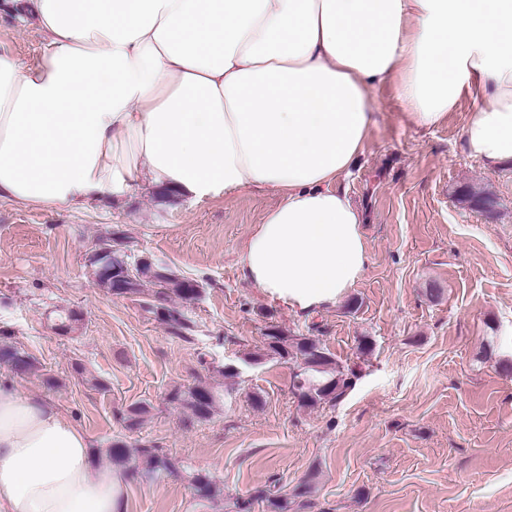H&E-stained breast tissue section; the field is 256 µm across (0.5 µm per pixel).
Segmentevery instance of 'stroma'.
<instances>
[{
  "label": "stroma",
  "instance_id": "35a3bbf8",
  "mask_svg": "<svg viewBox=\"0 0 512 512\" xmlns=\"http://www.w3.org/2000/svg\"><path fill=\"white\" fill-rule=\"evenodd\" d=\"M0 41L24 63L45 45L15 0H0ZM375 97L360 159L336 183L362 211L369 265L312 314L253 288L238 263L278 201L271 190L195 200L143 189L63 210L0 201V339L37 366L21 389L77 423L98 465H110L116 439L179 463L129 484L126 512H235L257 490L289 494L306 479L313 492L293 512H512V161L489 167L470 153L469 101L419 128L390 87ZM466 186L492 193L495 211L463 202ZM112 230L124 232L128 262L147 256L200 284L182 309L189 340L146 311L155 285L116 297L97 284L89 259ZM71 309L81 319L60 333ZM272 326L359 367L342 400L299 404L295 363L266 354ZM201 382L220 395L210 419L167 402ZM143 401L142 428L127 432L120 412ZM199 471L215 477L218 499L196 497Z\"/></svg>",
  "mask_w": 512,
  "mask_h": 512
}]
</instances>
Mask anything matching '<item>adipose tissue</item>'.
<instances>
[{"label": "adipose tissue", "instance_id": "1", "mask_svg": "<svg viewBox=\"0 0 512 512\" xmlns=\"http://www.w3.org/2000/svg\"><path fill=\"white\" fill-rule=\"evenodd\" d=\"M46 47L0 45V199L67 209L149 184L196 199L278 196L239 253L290 308L363 276L349 173L389 86L428 128L463 98L486 165L512 160V0H24ZM128 470L98 467L52 404L0 377V512H126Z\"/></svg>", "mask_w": 512, "mask_h": 512}]
</instances>
